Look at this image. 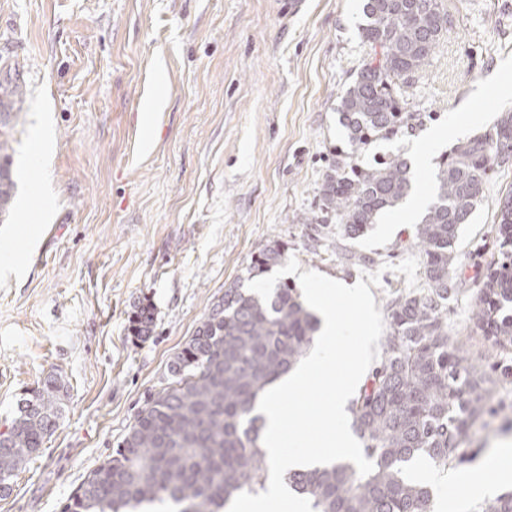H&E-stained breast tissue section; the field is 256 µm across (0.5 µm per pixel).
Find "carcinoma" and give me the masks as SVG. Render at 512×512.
I'll use <instances>...</instances> for the list:
<instances>
[{
	"label": "carcinoma",
	"instance_id": "cac0c4a2",
	"mask_svg": "<svg viewBox=\"0 0 512 512\" xmlns=\"http://www.w3.org/2000/svg\"><path fill=\"white\" fill-rule=\"evenodd\" d=\"M362 41L368 58L341 92L338 122L349 150L336 151L320 189V213L336 219L346 239L363 236L409 194L411 164L396 155L361 168L356 155L412 127L403 84L423 72L453 26L444 0H363ZM9 140L0 132V215L14 182ZM512 162V115L458 144L437 174V200L416 230L425 287L387 307L390 332L380 362L349 407L352 427L374 470L349 463L288 474L314 512H427L432 491L408 481L414 458L447 467L465 460L472 430L492 411L496 379L451 341L448 297L456 275L455 243L470 223L487 172ZM498 253L480 276L471 319L503 352L512 351V192L501 198ZM286 259L279 242L252 259L248 280ZM153 313L141 308L129 332L144 340ZM317 317L288 284L224 288L189 341L171 357L168 383L138 412L118 448L93 471L64 512H141L170 502L176 512H223L238 493L257 494L269 476L259 444L255 404L267 386L299 363L314 341ZM65 383L47 377L0 432V486L37 455L62 413Z\"/></svg>",
	"mask_w": 512,
	"mask_h": 512
}]
</instances>
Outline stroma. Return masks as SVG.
<instances>
[{"instance_id":"1","label":"stroma","mask_w":512,"mask_h":512,"mask_svg":"<svg viewBox=\"0 0 512 512\" xmlns=\"http://www.w3.org/2000/svg\"><path fill=\"white\" fill-rule=\"evenodd\" d=\"M445 3L454 26L402 89L417 126L373 142L361 165L412 157L429 129L462 121L470 138L512 113V0ZM362 18L361 0H0V86L21 90L7 131L16 196L0 220V258L20 268L0 281V431L48 376L67 388L54 433L0 512H61L267 243H284L288 258L264 285L377 272L382 311L409 293L392 267L418 255L415 224L350 240L304 221L346 145L336 108L367 56ZM510 190L512 166L488 173L448 302L450 335L486 370L503 355L470 308ZM146 304L153 332L135 342L128 318ZM492 402L497 414L434 498L452 497V478L512 440V378Z\"/></svg>"}]
</instances>
